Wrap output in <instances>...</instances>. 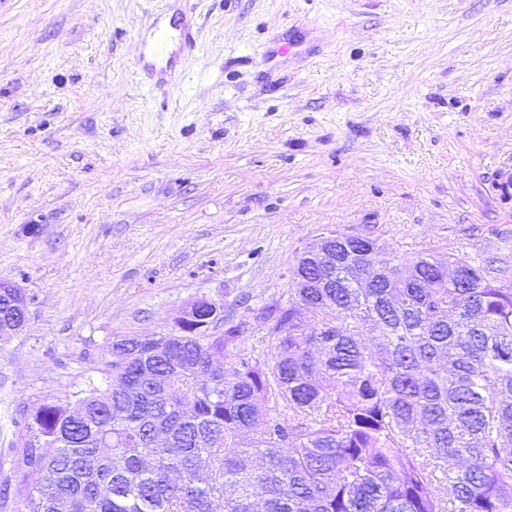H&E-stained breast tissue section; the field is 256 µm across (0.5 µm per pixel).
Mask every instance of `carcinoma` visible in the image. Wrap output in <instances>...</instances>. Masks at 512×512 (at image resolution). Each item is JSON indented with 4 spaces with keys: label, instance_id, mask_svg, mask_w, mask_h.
Masks as SVG:
<instances>
[{
    "label": "carcinoma",
    "instance_id": "1",
    "mask_svg": "<svg viewBox=\"0 0 512 512\" xmlns=\"http://www.w3.org/2000/svg\"><path fill=\"white\" fill-rule=\"evenodd\" d=\"M342 236L262 309V353L240 324L207 333L224 307L205 303L113 340L105 388L33 406L19 512H512V282L369 244L396 276L360 280Z\"/></svg>",
    "mask_w": 512,
    "mask_h": 512
}]
</instances>
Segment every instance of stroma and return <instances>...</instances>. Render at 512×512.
I'll list each match as a JSON object with an SVG mask.
<instances>
[{"instance_id": "35a3bbf8", "label": "stroma", "mask_w": 512, "mask_h": 512, "mask_svg": "<svg viewBox=\"0 0 512 512\" xmlns=\"http://www.w3.org/2000/svg\"><path fill=\"white\" fill-rule=\"evenodd\" d=\"M507 171L512 0H0V488L113 340L199 299L256 335L325 233L512 282Z\"/></svg>"}]
</instances>
